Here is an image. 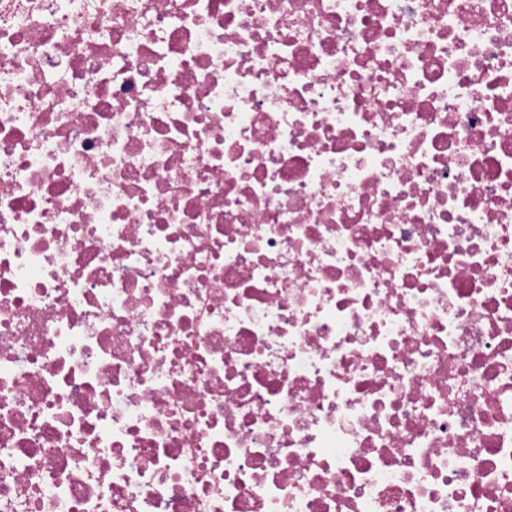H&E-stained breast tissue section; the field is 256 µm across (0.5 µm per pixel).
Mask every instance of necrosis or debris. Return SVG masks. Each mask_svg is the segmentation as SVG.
I'll return each instance as SVG.
<instances>
[{"instance_id":"obj_1","label":"necrosis or debris","mask_w":512,"mask_h":512,"mask_svg":"<svg viewBox=\"0 0 512 512\" xmlns=\"http://www.w3.org/2000/svg\"><path fill=\"white\" fill-rule=\"evenodd\" d=\"M0 512H512V0H0Z\"/></svg>"}]
</instances>
